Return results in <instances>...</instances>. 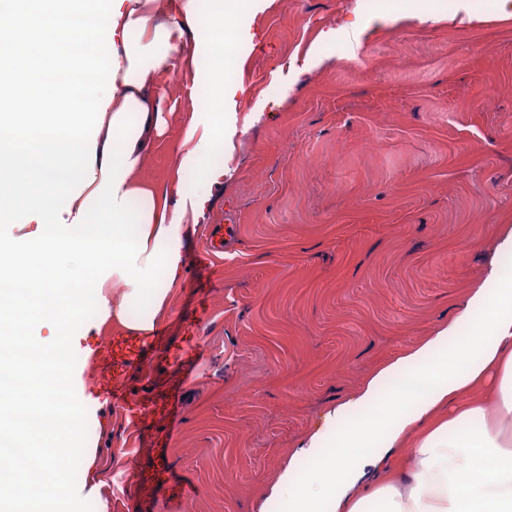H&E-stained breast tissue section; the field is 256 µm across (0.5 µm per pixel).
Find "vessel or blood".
I'll return each instance as SVG.
<instances>
[{"label": "vessel or blood", "instance_id": "vessel-or-blood-1", "mask_svg": "<svg viewBox=\"0 0 512 512\" xmlns=\"http://www.w3.org/2000/svg\"><path fill=\"white\" fill-rule=\"evenodd\" d=\"M208 318L206 301H199L189 317L182 323L180 341L170 349V356L178 371L157 378L142 392H134L130 378L135 374L146 355L153 348L152 340L144 336H116L107 350L106 361L111 368L112 384L107 391L115 401H129L136 412L156 421L167 422L177 414L189 375L201 355L199 329ZM157 459L151 472H136L132 480L138 484L172 485L173 477L165 458L169 439L159 433L155 440Z\"/></svg>", "mask_w": 512, "mask_h": 512}]
</instances>
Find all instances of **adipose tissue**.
<instances>
[{"label": "adipose tissue", "mask_w": 512, "mask_h": 512, "mask_svg": "<svg viewBox=\"0 0 512 512\" xmlns=\"http://www.w3.org/2000/svg\"><path fill=\"white\" fill-rule=\"evenodd\" d=\"M107 29L93 45L82 27ZM203 27L200 0H0V223L29 224L0 240V512L15 500L46 512L34 491L68 495L58 464L77 440L81 409L71 399L67 337L45 344L29 328L94 305V329L153 335L183 274L186 209L205 198L132 180L147 142L166 120L155 78L179 61L188 40L223 38ZM111 82H102L103 64ZM203 117L182 136L180 164L229 150L233 98L213 62ZM143 197L147 206L132 207ZM147 306V315L131 309ZM482 311L466 336L456 324L378 369L329 407L317 429L270 481L283 512H512V273L490 271L468 298ZM456 343H449V336ZM484 388L485 401L468 396ZM482 418L485 426L462 431ZM410 443L413 464L387 469ZM307 463L297 472L296 459Z\"/></svg>", "instance_id": "ef3b65f1"}]
</instances>
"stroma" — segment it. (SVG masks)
<instances>
[{"instance_id": "stroma-1", "label": "stroma", "mask_w": 512, "mask_h": 512, "mask_svg": "<svg viewBox=\"0 0 512 512\" xmlns=\"http://www.w3.org/2000/svg\"><path fill=\"white\" fill-rule=\"evenodd\" d=\"M398 0L361 44L319 43L322 31L371 15L368 0H265L231 15L238 35L234 154L206 165L231 175L205 182L178 166L186 125L212 91V49L197 45V70L158 75L166 126L135 179L176 194L201 190L185 216L189 265L169 296L158 332L180 339L206 289L203 358L179 420L133 422L111 399L81 400L83 447L93 464L64 458L76 498L58 512H281L265 484L289 452L377 367L442 324L457 322L512 228V21L471 23L456 0H433L434 18L407 17ZM181 170V183L172 173ZM231 239L208 270L192 267L209 225ZM93 309L63 333L69 382L103 391ZM170 438L171 467L188 492L136 486L152 442Z\"/></svg>"}]
</instances>
